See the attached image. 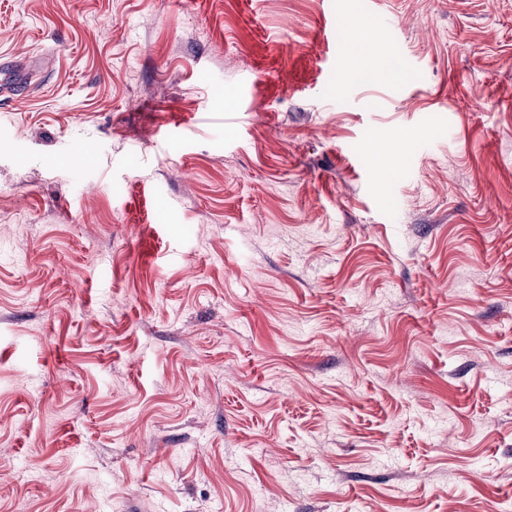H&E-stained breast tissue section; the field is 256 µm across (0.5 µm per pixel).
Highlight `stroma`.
Segmentation results:
<instances>
[{
  "label": "stroma",
  "mask_w": 512,
  "mask_h": 512,
  "mask_svg": "<svg viewBox=\"0 0 512 512\" xmlns=\"http://www.w3.org/2000/svg\"><path fill=\"white\" fill-rule=\"evenodd\" d=\"M0 53V512L512 501V0H0ZM24 76L15 60H2L0 57V96L9 94L22 82Z\"/></svg>",
  "instance_id": "1"
}]
</instances>
